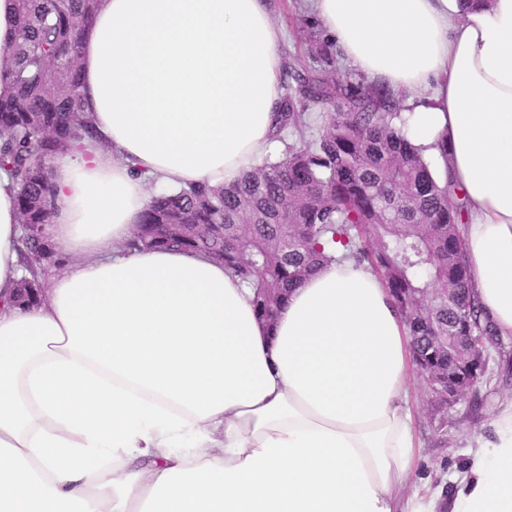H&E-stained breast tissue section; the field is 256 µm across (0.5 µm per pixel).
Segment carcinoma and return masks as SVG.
I'll list each match as a JSON object with an SVG mask.
<instances>
[{
  "label": "carcinoma",
  "instance_id": "obj_1",
  "mask_svg": "<svg viewBox=\"0 0 512 512\" xmlns=\"http://www.w3.org/2000/svg\"><path fill=\"white\" fill-rule=\"evenodd\" d=\"M98 0H17L18 26L7 51L12 91L0 96V169L16 188L18 223H51L55 161L97 139L80 106V39ZM311 63L283 74L284 97L274 139L282 148L231 186L192 185L151 195L132 248L203 252L254 290L270 321L320 261L351 259L370 268L400 311L411 338L459 330L483 346L499 336L469 289L461 211L448 170L415 146L396 122L401 99L361 80H333L335 58L316 21L307 23ZM319 109L310 123L309 110ZM291 138H285V135ZM28 271L17 284L41 288L53 263L47 238H19ZM457 290L453 310L446 289ZM445 373L453 350L428 356ZM473 375L459 394L482 402Z\"/></svg>",
  "mask_w": 512,
  "mask_h": 512
}]
</instances>
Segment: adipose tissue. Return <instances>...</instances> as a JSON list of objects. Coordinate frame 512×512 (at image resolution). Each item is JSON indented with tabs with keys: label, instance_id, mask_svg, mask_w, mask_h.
Listing matches in <instances>:
<instances>
[{
	"label": "adipose tissue",
	"instance_id": "obj_1",
	"mask_svg": "<svg viewBox=\"0 0 512 512\" xmlns=\"http://www.w3.org/2000/svg\"><path fill=\"white\" fill-rule=\"evenodd\" d=\"M344 61L420 91L406 136L448 157L470 289L512 336V0H309ZM16 0H0V94ZM268 0H99L80 44L88 144L46 234L74 263L35 305L0 171V512H512V401L450 492L417 485L411 339L377 276L318 268L273 323L203 253L131 249L149 187L230 186L276 146Z\"/></svg>",
	"mask_w": 512,
	"mask_h": 512
}]
</instances>
